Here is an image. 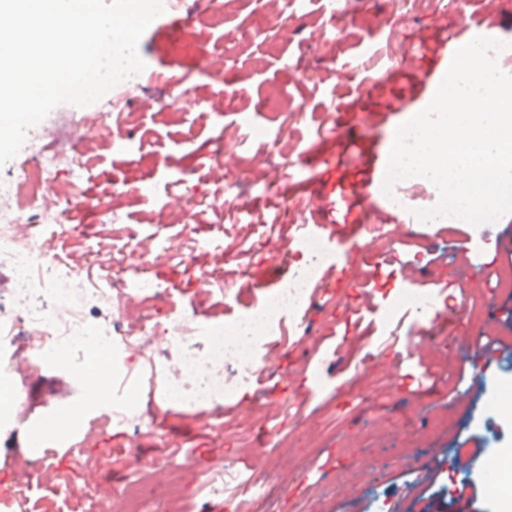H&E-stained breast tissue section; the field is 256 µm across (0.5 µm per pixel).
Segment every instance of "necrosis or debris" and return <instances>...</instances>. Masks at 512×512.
Here are the masks:
<instances>
[{
    "instance_id": "obj_1",
    "label": "necrosis or debris",
    "mask_w": 512,
    "mask_h": 512,
    "mask_svg": "<svg viewBox=\"0 0 512 512\" xmlns=\"http://www.w3.org/2000/svg\"><path fill=\"white\" fill-rule=\"evenodd\" d=\"M71 196L56 209L37 206L28 183L0 180V264L11 267L14 288L8 312H0V356L23 350L35 368L68 364L74 379L88 375L89 354L112 363V352L121 349L124 365L155 361L163 377V391L172 401L192 405L219 404L226 392L255 374L274 372L271 364H259L257 344L307 298L315 272L327 254L319 238L302 239L308 262L272 298L255 305L231 324H206L194 317L171 314L146 319L138 331L123 328V312L129 289L160 294V284L144 276L153 253L141 241L127 242L126 256L113 267L112 285L91 288L82 267L71 265L56 252L52 239L35 242L22 235L24 224H66L80 206ZM165 337L167 347L156 351L155 340ZM128 404L111 396L88 395L85 405L52 415L59 439L81 447L86 436H102L112 427L141 431L142 420L128 417Z\"/></svg>"
}]
</instances>
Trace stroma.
Returning <instances> with one entry per match:
<instances>
[{
	"mask_svg": "<svg viewBox=\"0 0 512 512\" xmlns=\"http://www.w3.org/2000/svg\"><path fill=\"white\" fill-rule=\"evenodd\" d=\"M282 22L266 25L258 0H224V20L199 13L197 0H181L178 8L155 18L142 35L138 51L149 78L141 92L142 103L127 102L119 93L105 94L97 102L78 107L62 104L36 125L45 154L56 153L62 142L43 137L47 128L71 121L93 123L101 114L118 113L110 135L91 132L76 147L82 176L72 180L61 174L52 184L34 181L35 198H62L80 192L89 210L75 213L66 228L40 224L24 228V235L38 241L54 237L58 253L70 262L84 263L97 245H106L99 263L88 270L91 282L107 286L112 260L121 256L130 238L171 240L182 243L167 268L149 267L148 273L163 286L160 295H139L127 309L125 326L136 330L145 318L169 313L199 311L209 322L231 323L252 306L288 284L302 258L290 250L258 279L241 277L242 269L256 268L258 239L303 237L308 219L347 224L352 220L344 203L329 196L298 191L266 190L271 167L299 169L331 152L324 141L336 115L361 94L374 73L363 51L374 40L385 61L393 65L392 83L373 96L370 128L349 132V139L365 142L377 160L376 179H384L388 155L399 125L424 109L440 82L447 49L433 43L431 23L442 14L459 39L467 30L456 7L448 0H348L334 9L331 0H282ZM371 12L387 19V26L366 38L341 29L345 14ZM250 30L247 40L225 42V32ZM207 51L214 77L199 72L187 54L188 45ZM427 67L428 80L414 95L404 86L419 67ZM190 93L200 105L186 112L169 108L173 94ZM152 108H145V101ZM285 139H277L280 129ZM236 132L231 150L238 158V189L250 212L240 214L214 206V193L225 186V171L212 153L225 130ZM332 153V152H331ZM148 195H140L138 187ZM193 199L196 223L185 227L169 202L173 196ZM111 212L104 220L102 212ZM403 210L386 206L372 233L367 252L351 261L331 258L336 293L355 298L369 293V303L353 315L329 309L323 298L306 301L284 314L279 326L264 338L258 353L272 349L282 354L274 390L252 415L240 414L235 394L225 396L219 417L202 419V410L167 400L152 384L144 366L113 371L112 386L136 402L138 413L151 415L154 426L138 435L135 450L122 448L126 429L113 428L105 437L72 448L50 441L52 479H36L25 448L29 424L10 427L11 462L0 461V501H12L19 490L28 493L30 512L43 502L56 512H93L87 496H74L71 486H97L105 501L134 490L148 512H209L206 494L209 475L201 471L203 459L222 452L224 496L221 512H495L497 499L488 493L484 465L496 448H512V420L499 411L501 398L512 396V346L503 349L498 363L481 376H473L466 343L456 332H447L455 353L454 368L427 363L400 376L396 356L413 343L415 311L397 307L405 288L399 274L384 265L385 253H394L418 277L415 293L435 298V282L455 277L464 282L482 254L484 262L505 260V239L497 225L489 224L482 236L453 218L432 224H411L408 232H392L393 221ZM196 248L195 262L186 251ZM231 253V261L215 260V253ZM206 271L216 287L201 293L194 278ZM236 281L231 295H224V281ZM512 294L485 289L468 301V327L480 335L512 336ZM371 362L374 376L362 380L364 362ZM465 375H458V367ZM446 388H439V380ZM65 369L36 371L16 359L0 390L27 386L49 388L34 412L42 418L56 409L53 396L68 384ZM468 389L460 406L448 403L449 391ZM430 434L419 443L410 434L411 424ZM266 437L265 465L254 468V435ZM188 455L183 469H166L163 477L135 472L132 456L164 464L171 456ZM463 455L470 468L448 470V458ZM337 460L345 469L336 478L328 466ZM265 486L262 501L243 495L246 483Z\"/></svg>",
	"mask_w": 512,
	"mask_h": 512,
	"instance_id": "stroma-1",
	"label": "stroma"
}]
</instances>
